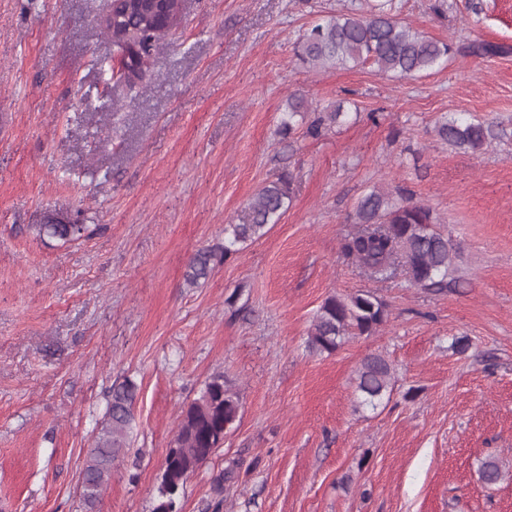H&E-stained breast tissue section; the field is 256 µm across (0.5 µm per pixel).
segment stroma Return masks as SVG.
Here are the masks:
<instances>
[{"instance_id": "stroma-1", "label": "stroma", "mask_w": 512, "mask_h": 512, "mask_svg": "<svg viewBox=\"0 0 512 512\" xmlns=\"http://www.w3.org/2000/svg\"><path fill=\"white\" fill-rule=\"evenodd\" d=\"M470 1L395 6L434 39L503 53L404 78L294 53L366 0H184L131 85L111 75L108 0H0V512H153L180 414L218 374L239 416L175 512H512V0ZM294 93L307 114L285 135ZM339 104L347 124L307 134ZM452 113L508 135L452 148L434 132ZM284 173L279 223L188 285L190 258ZM396 185L460 247L462 287L374 281L343 255L359 199ZM50 214L84 237L38 235ZM359 290L387 303L385 325L309 354L323 299ZM372 353L393 368L374 409L355 383ZM126 379L137 427L89 511L81 473Z\"/></svg>"}]
</instances>
